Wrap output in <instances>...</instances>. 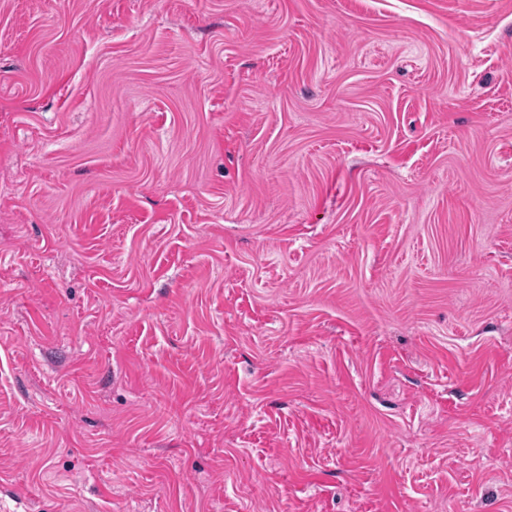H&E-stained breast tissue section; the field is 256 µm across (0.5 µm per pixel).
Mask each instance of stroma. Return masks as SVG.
Here are the masks:
<instances>
[{
  "instance_id": "35a3bbf8",
  "label": "stroma",
  "mask_w": 512,
  "mask_h": 512,
  "mask_svg": "<svg viewBox=\"0 0 512 512\" xmlns=\"http://www.w3.org/2000/svg\"><path fill=\"white\" fill-rule=\"evenodd\" d=\"M0 512H512V0H0Z\"/></svg>"
}]
</instances>
